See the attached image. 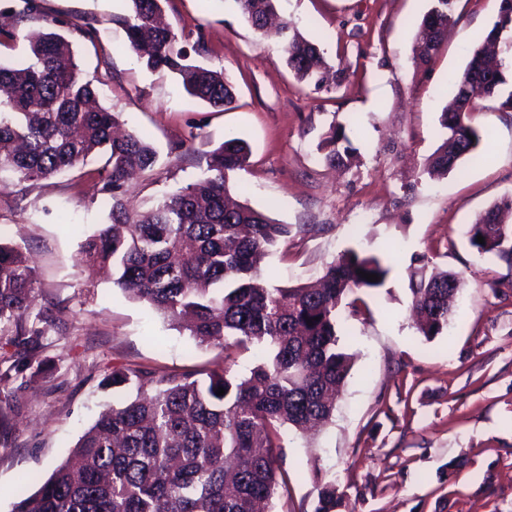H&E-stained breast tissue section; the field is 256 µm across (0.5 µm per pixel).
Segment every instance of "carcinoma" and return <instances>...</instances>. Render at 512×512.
I'll return each instance as SVG.
<instances>
[{
    "label": "carcinoma",
    "instance_id": "obj_1",
    "mask_svg": "<svg viewBox=\"0 0 512 512\" xmlns=\"http://www.w3.org/2000/svg\"><path fill=\"white\" fill-rule=\"evenodd\" d=\"M124 17L128 49L149 70L166 69L192 97L218 110L235 102L224 72L189 60L176 33L156 25L162 0H127ZM247 23L267 29L278 0H235ZM455 0H432L417 33L419 67L429 61L454 22ZM498 0L486 42L512 30L511 6ZM285 61L300 81L319 87L328 63L320 49L280 27ZM10 40L27 43L29 62L0 64V188L65 175L89 156L105 157L97 171L109 195L110 223L89 236L81 261L95 274L106 269L112 283L148 303L170 320L191 317L190 336L216 350L218 368L158 371L144 366L112 368L107 381L134 392L107 407L56 465L38 489L14 512H265L273 499L288 495L281 429L304 431L332 419L336 396L353 366L340 346L339 312L359 313V294L385 286L391 265L382 256L347 249L320 277L319 287L279 286L260 261L291 234L265 212L229 201L230 173L246 164L250 147L227 139L209 154L206 169L191 183L165 195L151 210L128 212L121 194L128 173L153 170L157 152L136 134L117 136V117L93 105L97 89L81 77L64 38L56 32L14 31ZM489 80L485 51L478 48L457 80L451 105L439 117L440 144L427 171L446 175L468 156L479 159L481 134L471 124L478 102L495 99L512 111L509 65L497 64ZM320 149L324 159L347 166L354 149L344 130L331 126ZM512 212L505 197L479 213L466 237L477 254L512 269ZM482 236L485 243L477 242ZM375 274L370 282L361 273ZM36 272L22 247L0 242V324L15 328L0 355V387L32 366L45 328L27 327ZM460 278L438 268L410 272L409 290L416 330L427 340L448 330L451 301ZM255 348L261 357L247 374L236 371L234 354ZM225 394L216 395L218 388ZM346 494L336 479L322 483L314 512H342Z\"/></svg>",
    "mask_w": 512,
    "mask_h": 512
}]
</instances>
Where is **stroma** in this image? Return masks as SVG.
<instances>
[{
    "label": "stroma",
    "mask_w": 512,
    "mask_h": 512,
    "mask_svg": "<svg viewBox=\"0 0 512 512\" xmlns=\"http://www.w3.org/2000/svg\"><path fill=\"white\" fill-rule=\"evenodd\" d=\"M431 6L279 0L280 15L351 74L318 88L297 82L280 38L255 32L235 0H165L164 19L184 46L203 38V63L235 86L233 108L220 112L190 98L170 73L142 67L127 48L126 0H0V28L62 34L100 104L157 150L154 170L126 184L130 211L192 182L207 151L237 137L251 147L247 166L230 176L237 199L292 228L263 262L274 282L315 280L349 247L390 257L371 314L345 321L341 343L355 364L332 421L308 439L282 435L288 497L273 512H314L332 477L349 512H512V269L479 256L465 236L478 213L512 196V111L480 102L481 162L461 159L440 179L423 172L439 116L497 3L456 0L454 23L418 68L415 35ZM332 125L355 150L350 169L323 159L319 143ZM102 165L93 157L84 177L0 190V241L21 245L38 274L27 322L62 319L41 340L43 373L23 372L18 389L0 393V411L11 417L0 430V512H12L25 482L46 479L106 406L127 398L103 384L113 365L200 368L215 358L81 264L82 244L108 221ZM422 263L464 282L447 333L430 341L408 317L409 272ZM495 279L508 281L504 294L494 295Z\"/></svg>",
    "instance_id": "1"
}]
</instances>
